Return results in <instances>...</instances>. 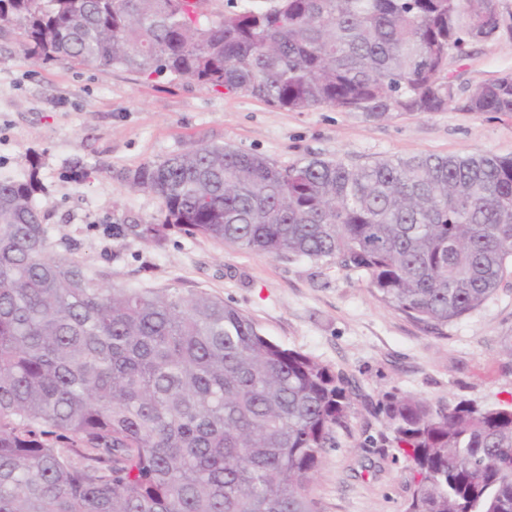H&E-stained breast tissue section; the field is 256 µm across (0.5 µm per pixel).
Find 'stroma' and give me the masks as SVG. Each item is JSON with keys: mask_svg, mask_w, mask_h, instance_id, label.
Returning a JSON list of instances; mask_svg holds the SVG:
<instances>
[{"mask_svg": "<svg viewBox=\"0 0 512 512\" xmlns=\"http://www.w3.org/2000/svg\"><path fill=\"white\" fill-rule=\"evenodd\" d=\"M504 30L448 59L456 100L446 111L389 121L336 107L303 112L168 75L148 80L27 55L0 29V179L38 169L35 205L56 253H73L110 285L204 293L241 310L280 346L355 383L358 413L327 449L311 484L319 512H404L411 470L381 445L371 405L390 389L434 403L512 402V273L479 309L437 332L381 304L363 272L271 257L172 231L127 233L158 221L153 193L128 177L199 144L227 145L286 167L319 157L364 166L416 154H512V115L473 114L478 85L512 76V0Z\"/></svg>", "mask_w": 512, "mask_h": 512, "instance_id": "1", "label": "stroma"}]
</instances>
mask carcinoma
I'll list each match as a JSON object with an SVG mask.
<instances>
[{"mask_svg":"<svg viewBox=\"0 0 512 512\" xmlns=\"http://www.w3.org/2000/svg\"><path fill=\"white\" fill-rule=\"evenodd\" d=\"M0 0L43 63L170 74L291 111L387 121L443 112L448 57L494 37L499 0ZM463 108L512 115V76ZM156 223L268 256L362 271L388 307L439 329L512 265V155L281 167L198 145L130 178ZM37 168L0 181V512H317L310 484L357 394L207 294L107 286L52 252ZM373 411L409 463L404 512H512V406L397 390Z\"/></svg>","mask_w":512,"mask_h":512,"instance_id":"1","label":"carcinoma"}]
</instances>
